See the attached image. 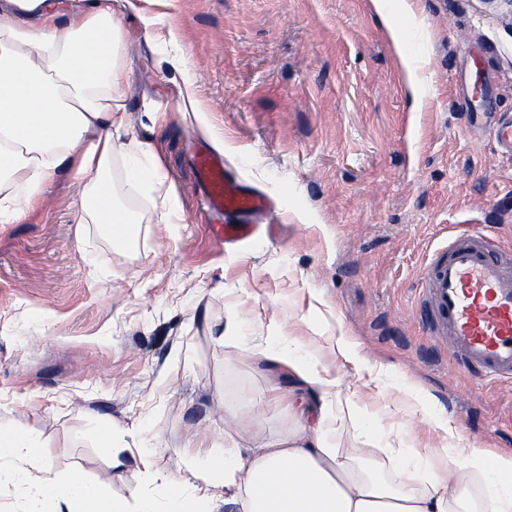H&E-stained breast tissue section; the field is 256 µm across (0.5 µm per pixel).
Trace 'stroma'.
Returning a JSON list of instances; mask_svg holds the SVG:
<instances>
[{
	"label": "stroma",
	"instance_id": "35a3bbf8",
	"mask_svg": "<svg viewBox=\"0 0 512 512\" xmlns=\"http://www.w3.org/2000/svg\"><path fill=\"white\" fill-rule=\"evenodd\" d=\"M423 25L396 53L369 0H131L123 59L131 136L157 144L178 201L176 223L111 179L139 218L128 247L73 221L68 175L41 205L0 223V424L37 436L43 477L105 481L136 504L226 438L251 447L295 422L283 367L257 346L290 339L365 414L334 437L357 458L393 444L437 466L473 448L512 451V384L460 368L419 315L434 247L467 227L512 254V158L494 125L512 118V9L499 0H415ZM179 42L146 40L145 21ZM424 82L411 111L400 58ZM192 82L224 163L273 197V228L234 241L214 215L193 152L211 147L179 111ZM235 323L238 340L218 334ZM353 359L336 354L338 338ZM429 401L412 406L410 390ZM454 435L438 454L436 421ZM130 448L110 466L102 438Z\"/></svg>",
	"mask_w": 512,
	"mask_h": 512
}]
</instances>
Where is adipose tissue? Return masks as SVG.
Here are the masks:
<instances>
[{"instance_id": "adipose-tissue-1", "label": "adipose tissue", "mask_w": 512, "mask_h": 512, "mask_svg": "<svg viewBox=\"0 0 512 512\" xmlns=\"http://www.w3.org/2000/svg\"><path fill=\"white\" fill-rule=\"evenodd\" d=\"M130 0H83L67 24L54 20L51 0H0V223L20 218L60 174L83 187L76 221L102 225L110 237L127 231L133 214L114 194L109 176L115 158L124 161L128 191L159 202L160 219L172 223L173 189L163 159L150 141L123 142L129 127L122 24ZM395 51L408 27L422 19L412 0L391 13L386 0H370ZM255 357L283 365L296 388L320 400L316 421L298 420L288 437L263 446L228 441L211 449L193 471L207 488L164 479L178 512H212L209 489H223L234 512H476L468 483L480 479L489 512H512V453L473 449L459 466L406 471L395 485L382 477L383 462L346 456L331 435L337 414L361 418L358 407L340 399L334 382L303 356L296 342L258 349ZM38 438L0 429V460L23 457L25 466L0 469V480H22L37 466ZM35 494L55 512H158L154 499L136 506L105 494L73 474L44 478Z\"/></svg>"}]
</instances>
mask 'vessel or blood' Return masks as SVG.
I'll return each mask as SVG.
<instances>
[{
    "label": "vessel or blood",
    "mask_w": 512,
    "mask_h": 512,
    "mask_svg": "<svg viewBox=\"0 0 512 512\" xmlns=\"http://www.w3.org/2000/svg\"><path fill=\"white\" fill-rule=\"evenodd\" d=\"M212 210L246 217L268 211V200L238 184L221 158L194 156ZM422 310L431 338L448 345L476 378L512 382V258L492 236L463 232L437 247L421 277Z\"/></svg>",
    "instance_id": "b4317fda"
}]
</instances>
